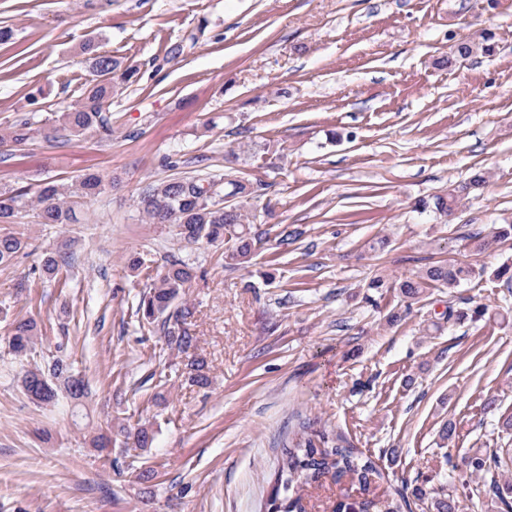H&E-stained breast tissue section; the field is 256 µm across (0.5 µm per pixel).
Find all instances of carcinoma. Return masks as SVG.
Instances as JSON below:
<instances>
[{"mask_svg": "<svg viewBox=\"0 0 512 512\" xmlns=\"http://www.w3.org/2000/svg\"><path fill=\"white\" fill-rule=\"evenodd\" d=\"M92 69L100 80L91 86L72 111L65 113L63 130L70 136H80L93 130L112 135V119L103 115L104 105L112 97L118 83L128 82L135 71L120 69V63L110 56L97 53L94 44L85 47ZM32 123L19 119L9 135L0 136V144L19 146L30 139ZM103 189V179L95 172L82 174L70 185L49 181L43 184L34 207L36 223L62 228L78 222V200L95 196ZM255 189L249 179L231 174L220 179L203 170L191 176L173 177L146 185L137 196V210L152 224L172 227L177 237L188 245L229 242L224 260L231 267L246 268L263 248V239L253 235L245 223L244 209L254 198ZM27 206L24 188L0 191V266L11 264L27 248L23 237L11 232L7 226L16 223L19 209ZM512 237V224L492 227L490 236L475 235L477 249L483 250L490 243ZM72 253L68 244L50 249L42 254L40 269L43 275L54 279L59 287L68 285L61 276L62 268L71 264ZM146 286L139 298L136 315L144 325L161 323L167 346L185 355L188 377L192 384L205 386L208 376L206 361L189 353L196 348L197 337L190 329L188 319L193 311L182 301L186 288L196 279L195 268L183 260H170L162 268H152L140 259L130 261ZM485 273L484 268L455 261L431 265L416 278H405L395 284L400 294L411 300L420 298L426 288L437 285L457 288ZM487 308L454 309L448 307V318L459 321H478ZM37 324L34 319L17 315L10 323L9 348L17 358L33 354ZM22 388L32 403L39 407L55 406L64 401L72 411L86 408L91 390L85 380L74 373L66 360L56 357L27 370ZM155 439L151 427L142 425L132 433L136 448H150ZM507 465L497 451L473 456L467 466L474 472H488ZM346 476L357 481L361 493L359 512H371L378 507L374 485L381 477L375 463L356 451L340 435L318 427L311 420L302 419L283 445L272 492L268 499L270 512H306L302 491L305 486L324 478L339 481ZM432 512H457L456 499L448 494L431 497Z\"/></svg>", "mask_w": 512, "mask_h": 512, "instance_id": "obj_1", "label": "carcinoma"}]
</instances>
